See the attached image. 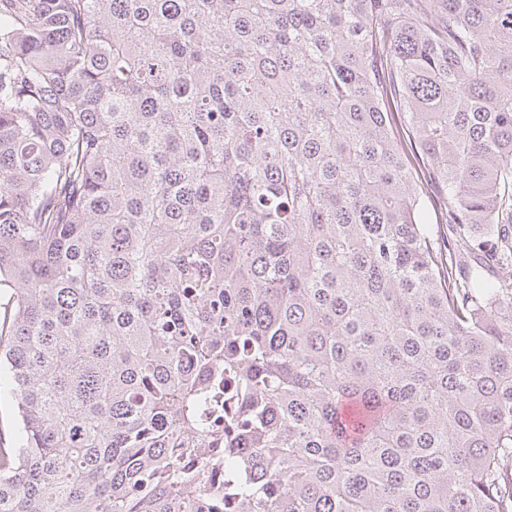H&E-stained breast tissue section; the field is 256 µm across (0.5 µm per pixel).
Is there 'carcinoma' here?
<instances>
[{
	"instance_id": "obj_1",
	"label": "carcinoma",
	"mask_w": 512,
	"mask_h": 512,
	"mask_svg": "<svg viewBox=\"0 0 512 512\" xmlns=\"http://www.w3.org/2000/svg\"><path fill=\"white\" fill-rule=\"evenodd\" d=\"M4 392L0 512H512V0H0Z\"/></svg>"
}]
</instances>
